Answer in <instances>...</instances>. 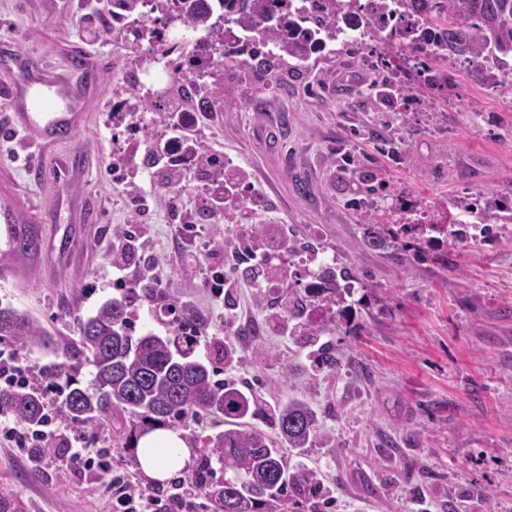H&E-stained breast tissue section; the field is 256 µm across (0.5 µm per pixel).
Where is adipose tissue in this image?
Listing matches in <instances>:
<instances>
[{"instance_id": "obj_1", "label": "adipose tissue", "mask_w": 512, "mask_h": 512, "mask_svg": "<svg viewBox=\"0 0 512 512\" xmlns=\"http://www.w3.org/2000/svg\"><path fill=\"white\" fill-rule=\"evenodd\" d=\"M194 453L182 433L153 428L141 433L136 457L140 470L155 481L167 480L186 469Z\"/></svg>"}]
</instances>
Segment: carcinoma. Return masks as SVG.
<instances>
[{
    "instance_id": "1",
    "label": "carcinoma",
    "mask_w": 512,
    "mask_h": 512,
    "mask_svg": "<svg viewBox=\"0 0 512 512\" xmlns=\"http://www.w3.org/2000/svg\"><path fill=\"white\" fill-rule=\"evenodd\" d=\"M192 12L193 24L208 30L217 43H224V25L235 13L257 20L256 47H236L235 54L222 53L214 69L273 71L279 64L305 61L320 51L319 31L336 27L342 0H316L313 27L298 26L292 17L294 0H219L223 13L214 14L206 0ZM422 16L419 35L405 41L376 35L381 66L394 56L415 62L416 75L428 88L441 86L447 78L433 63L452 55L472 66L479 81L493 80L512 87V0H408ZM192 93L210 102L222 99L224 83L205 78L198 71L185 75ZM42 246L38 230L25 231L18 252L38 253ZM352 269H325L319 276L324 287L313 298L335 301L337 279L351 278ZM26 350H51L63 361L44 372L46 384L61 385L68 414L83 422H107L125 440L135 436L139 423L173 427L202 414L224 416V431L207 437L194 475L214 512H293L303 499L319 494L313 473L306 468H288L278 445L302 449L310 445L318 429L317 413L302 400L269 406L234 384L214 379V363L193 358L195 335L184 324L172 336L155 333L135 335L122 299H108L88 316L80 339L58 345L52 335L30 315L10 305L0 306V341ZM93 367L91 386L83 388L75 370ZM47 388L4 387L0 410L19 421L36 425L45 414ZM272 417L279 441L250 426V421ZM224 470V479L214 480L212 462Z\"/></svg>"
}]
</instances>
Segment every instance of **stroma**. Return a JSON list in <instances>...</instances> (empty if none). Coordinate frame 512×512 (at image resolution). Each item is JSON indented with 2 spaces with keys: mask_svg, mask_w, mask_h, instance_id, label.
I'll list each match as a JSON object with an SVG mask.
<instances>
[{
  "mask_svg": "<svg viewBox=\"0 0 512 512\" xmlns=\"http://www.w3.org/2000/svg\"><path fill=\"white\" fill-rule=\"evenodd\" d=\"M79 17L72 0H0V91L16 84L17 65L51 73L79 122L72 139L47 146L13 138L0 95V142L36 151L44 166L71 164L62 186L0 152V198L14 200L43 243L33 257L0 246V303L62 341L78 339L82 321L112 297H127L139 333L196 324V358L215 362L225 381L271 405L299 397L316 411L317 439L285 456L316 473L333 512H512V212L495 207L512 200V89L451 61L447 85L429 89L413 71L379 70L371 52L334 43L282 72L258 107V74L225 72L230 106L204 120L196 146L232 158L248 176L241 204L261 223L287 225L297 246L287 282L238 277L228 306L205 280L234 267L220 243L249 233V223L205 218L186 252L173 239L167 196L153 194L145 215L120 198L111 167L125 164L145 115L113 123L111 38L97 42L93 72L74 66L81 38L70 24ZM87 207L98 223H80ZM450 219L500 232L455 240L437 230ZM394 224L414 230L401 242ZM130 225L151 237L139 262L165 299L112 280V234ZM371 228L385 246L367 243ZM327 266L353 271L337 309L271 319L284 288L306 295ZM57 418L66 440L113 449L133 483L151 487L110 426ZM99 483L66 450L34 469L0 443L5 512H107Z\"/></svg>",
  "mask_w": 512,
  "mask_h": 512,
  "instance_id": "1",
  "label": "stroma"
}]
</instances>
